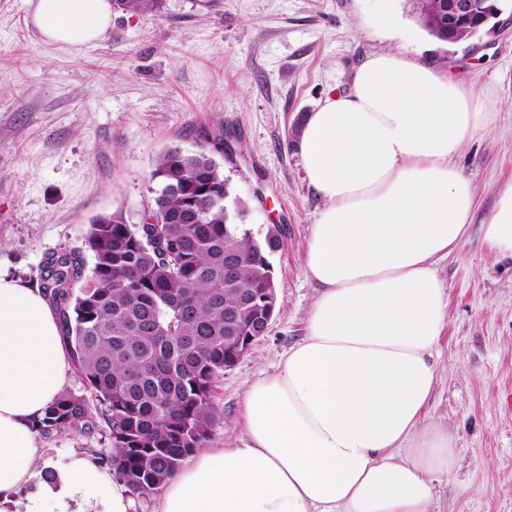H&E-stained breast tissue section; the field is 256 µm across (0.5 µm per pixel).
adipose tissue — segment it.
Returning <instances> with one entry per match:
<instances>
[{
	"mask_svg": "<svg viewBox=\"0 0 512 512\" xmlns=\"http://www.w3.org/2000/svg\"><path fill=\"white\" fill-rule=\"evenodd\" d=\"M42 41L80 51L112 26V0H26ZM494 111L473 85L395 51L373 53L302 124L298 147L324 206L306 252L317 293L306 334L245 394L241 440L210 448L152 512H430L453 475L447 429L426 423L446 325L438 263L461 248L476 187L455 156ZM512 258V182L482 223ZM71 354L40 289L0 274V512H132L131 490L81 452L53 482L37 421L69 383Z\"/></svg>",
	"mask_w": 512,
	"mask_h": 512,
	"instance_id": "ef3b65f1",
	"label": "adipose tissue"
}]
</instances>
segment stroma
<instances>
[{
    "label": "stroma",
    "instance_id": "1",
    "mask_svg": "<svg viewBox=\"0 0 512 512\" xmlns=\"http://www.w3.org/2000/svg\"><path fill=\"white\" fill-rule=\"evenodd\" d=\"M382 29L376 0H163L159 14L121 8L95 46L73 53L43 42L26 0H0V272L35 287L46 257L88 253L90 221L119 212L139 223L167 150L214 153L253 236L284 232L275 252L278 306L266 336L214 385L205 442L238 446L246 391L276 372L305 333L316 294L305 272L310 228L324 202L296 147L297 118L327 90L345 88L371 53L397 50L473 83L497 118L456 161L477 190L467 241L439 262L447 318L435 353L428 423L452 435L457 468L435 480L434 512H512V259L491 250L481 223L512 181V0L494 31L449 44L430 35L412 0H392ZM54 465L74 450L106 448L104 433L41 434Z\"/></svg>",
    "mask_w": 512,
    "mask_h": 512
}]
</instances>
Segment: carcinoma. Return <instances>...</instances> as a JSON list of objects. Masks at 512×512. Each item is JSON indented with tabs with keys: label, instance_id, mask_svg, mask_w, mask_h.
<instances>
[{
	"label": "carcinoma",
	"instance_id": "cac0c4a2",
	"mask_svg": "<svg viewBox=\"0 0 512 512\" xmlns=\"http://www.w3.org/2000/svg\"><path fill=\"white\" fill-rule=\"evenodd\" d=\"M114 2L145 13L161 4ZM414 3L422 26L449 41L444 0ZM151 178L160 187L140 223L120 212L92 220L90 275L80 254L57 251L41 283L96 405L66 391L38 431L107 433L111 447L91 449L94 460L141 497L159 491L207 440L214 383L254 320L247 299L275 286L269 256L283 245L278 226L258 240L231 223L229 185L206 150L167 151ZM229 252L237 260L231 280Z\"/></svg>",
	"mask_w": 512,
	"mask_h": 512
}]
</instances>
